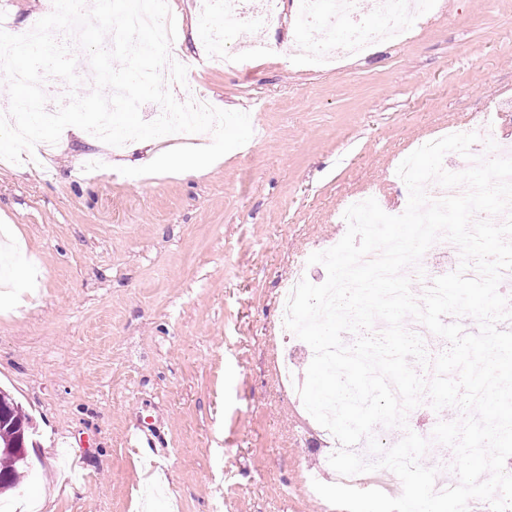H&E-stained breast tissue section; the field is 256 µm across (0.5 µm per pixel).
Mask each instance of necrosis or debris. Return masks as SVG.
<instances>
[{
  "label": "necrosis or debris",
  "mask_w": 512,
  "mask_h": 512,
  "mask_svg": "<svg viewBox=\"0 0 512 512\" xmlns=\"http://www.w3.org/2000/svg\"><path fill=\"white\" fill-rule=\"evenodd\" d=\"M195 4L198 26L210 31L209 61L224 68L235 61L239 52L237 43L243 31L271 28L282 19L279 0H195ZM422 11L421 0H373V10L368 14L362 9V0H293L295 29L305 32L315 28L322 33L321 42L312 45L307 54L308 64L316 69L328 68L343 57L367 55L377 43L401 40L408 23ZM458 266L457 246L446 240L436 242L423 255L418 268L407 271L408 276L415 279L413 292H424L437 277ZM279 334L285 341L284 352L278 360L279 381L283 389L294 392L305 382L296 368L311 361L314 352L288 329H280ZM419 416V410H411L406 428L380 425L375 434L379 440L394 445L403 438L405 429L419 431L421 437L430 441L426 455L438 470L436 490L456 485L458 478L451 469L452 457L443 452L439 443L432 441V426H420ZM305 425L314 435L313 445L319 446L324 457L321 465L309 472V479L333 484L340 482L359 490L372 487L389 496H397L395 475L389 469L379 468L346 477L338 474L328 462L336 450L335 436L313 417H306Z\"/></svg>",
  "instance_id": "obj_1"
}]
</instances>
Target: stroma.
<instances>
[{"label": "stroma", "instance_id": "obj_1", "mask_svg": "<svg viewBox=\"0 0 512 512\" xmlns=\"http://www.w3.org/2000/svg\"><path fill=\"white\" fill-rule=\"evenodd\" d=\"M216 108L253 136L193 178L127 177L65 128L44 166L0 159V389L38 431L32 472L5 504L45 512H337L302 488L313 448L277 379L279 291L295 263L346 230L337 208L373 191L406 204L391 170L447 125L512 99V0H433L407 40L326 70L290 22L255 30L261 56L204 60L194 0H177ZM100 154V173L77 176ZM147 426L154 447L128 448Z\"/></svg>", "mask_w": 512, "mask_h": 512}]
</instances>
